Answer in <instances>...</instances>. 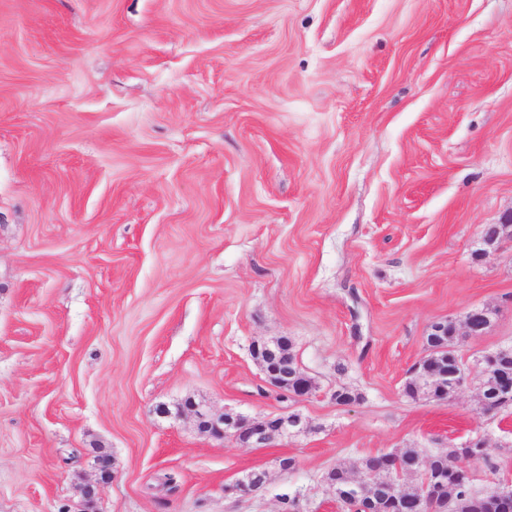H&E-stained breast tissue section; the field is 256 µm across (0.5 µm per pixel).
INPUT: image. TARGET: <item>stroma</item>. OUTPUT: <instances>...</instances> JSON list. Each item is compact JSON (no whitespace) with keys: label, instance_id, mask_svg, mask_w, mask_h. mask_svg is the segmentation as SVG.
<instances>
[{"label":"stroma","instance_id":"obj_1","mask_svg":"<svg viewBox=\"0 0 512 512\" xmlns=\"http://www.w3.org/2000/svg\"><path fill=\"white\" fill-rule=\"evenodd\" d=\"M511 210L512 0H0V512H334L336 465L478 435L512 480V408L404 393L437 320L512 346ZM189 397L311 429L240 448ZM491 323V311L487 308H475L466 313L465 328L467 336H482ZM252 351L256 359L259 361L262 371L267 381L277 389H282L283 384L288 383V379L297 382L296 391L289 393L292 397H300L309 395L314 388L305 382L299 374V366L297 362H289L288 367L280 364L279 353L276 348L275 340L254 342ZM284 382V383H283ZM283 390V389H282ZM284 391V390H283Z\"/></svg>","mask_w":512,"mask_h":512}]
</instances>
